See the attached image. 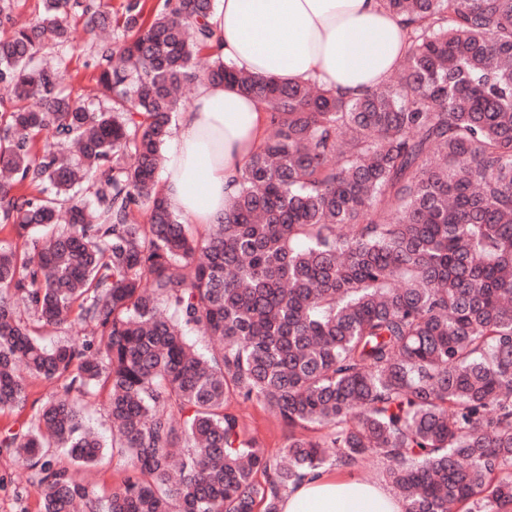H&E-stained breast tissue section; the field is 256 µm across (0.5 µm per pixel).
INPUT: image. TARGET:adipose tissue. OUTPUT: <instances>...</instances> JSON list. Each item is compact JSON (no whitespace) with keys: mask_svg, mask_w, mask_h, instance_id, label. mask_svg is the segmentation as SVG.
<instances>
[{"mask_svg":"<svg viewBox=\"0 0 512 512\" xmlns=\"http://www.w3.org/2000/svg\"><path fill=\"white\" fill-rule=\"evenodd\" d=\"M211 22L225 62L286 84L314 80L354 96L377 88L406 51V25L379 0H221ZM266 112L236 86L199 82L180 113L164 191L186 224L223 217L235 182L261 144ZM279 512H405L380 484L316 470L293 485Z\"/></svg>","mask_w":512,"mask_h":512,"instance_id":"ef3b65f1","label":"adipose tissue"}]
</instances>
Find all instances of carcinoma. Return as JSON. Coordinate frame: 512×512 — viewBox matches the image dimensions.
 <instances>
[{"label": "carcinoma", "instance_id": "obj_1", "mask_svg": "<svg viewBox=\"0 0 512 512\" xmlns=\"http://www.w3.org/2000/svg\"><path fill=\"white\" fill-rule=\"evenodd\" d=\"M41 2L18 26L0 0V412L26 409L19 365L59 389L0 448L37 471L42 512H278L309 472L364 460L405 512H512V0H381L407 20L404 68L349 98L224 62L214 0L148 19L126 0L127 37L74 99L52 51L71 17L107 32L112 12ZM202 80L268 126L203 235L158 181ZM100 395L130 464L103 498L79 477L104 455L83 404ZM231 399L288 426L282 455Z\"/></svg>", "mask_w": 512, "mask_h": 512}]
</instances>
